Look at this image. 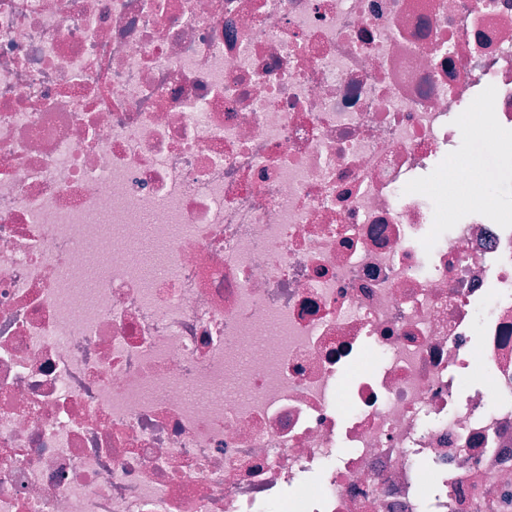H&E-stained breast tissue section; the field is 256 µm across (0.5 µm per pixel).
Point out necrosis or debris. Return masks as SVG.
I'll use <instances>...</instances> for the list:
<instances>
[{"instance_id": "4bbe7bcc", "label": "necrosis or debris", "mask_w": 512, "mask_h": 512, "mask_svg": "<svg viewBox=\"0 0 512 512\" xmlns=\"http://www.w3.org/2000/svg\"><path fill=\"white\" fill-rule=\"evenodd\" d=\"M511 143L512 0H0V512H503Z\"/></svg>"}]
</instances>
